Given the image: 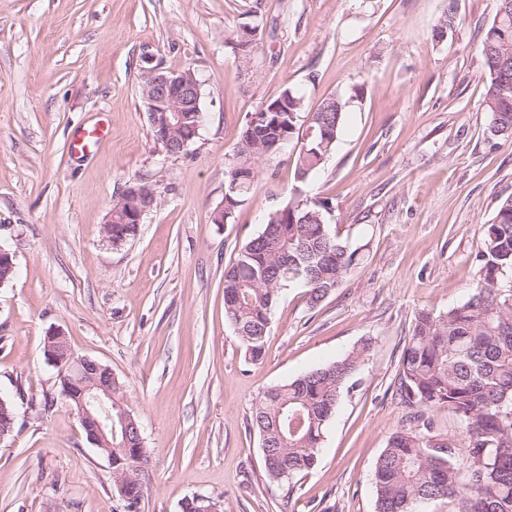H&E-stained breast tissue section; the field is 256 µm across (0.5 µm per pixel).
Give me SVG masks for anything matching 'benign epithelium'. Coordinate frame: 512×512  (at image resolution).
Instances as JSON below:
<instances>
[{
	"label": "benign epithelium",
	"instance_id": "benign-epithelium-1",
	"mask_svg": "<svg viewBox=\"0 0 512 512\" xmlns=\"http://www.w3.org/2000/svg\"><path fill=\"white\" fill-rule=\"evenodd\" d=\"M147 85L141 98L151 122L159 130L157 144L168 155L183 152L202 126V112L195 97L199 82L190 69L167 71L160 65L145 70ZM155 194L139 186H127L119 197L116 210L109 211L104 233L112 242V215L121 213L120 223L141 224L154 209ZM47 359L60 368L63 393L77 411L88 440L104 455L112 457L114 440L123 437L142 439L141 430L134 417L123 406L114 403L112 369L88 358H76L70 351L65 335L55 330L45 342ZM14 408L0 397V442L13 433Z\"/></svg>",
	"mask_w": 512,
	"mask_h": 512
}]
</instances>
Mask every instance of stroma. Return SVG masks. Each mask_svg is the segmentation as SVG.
Returning a JSON list of instances; mask_svg holds the SVG:
<instances>
[{"label": "stroma", "instance_id": "obj_1", "mask_svg": "<svg viewBox=\"0 0 512 512\" xmlns=\"http://www.w3.org/2000/svg\"><path fill=\"white\" fill-rule=\"evenodd\" d=\"M456 24L433 29L447 9ZM497 0H0V512H124L108 459L87 439L45 353L111 368L147 462L138 512H182L196 494L224 512H376L373 479L413 409L397 393L420 311L466 301L483 227L512 194V138L495 135L480 54ZM246 26V51L232 40ZM190 68L205 121L186 154L153 139L139 94L144 56ZM315 110L348 98L343 131L305 196L362 259L319 306L303 288L275 305L263 362L224 316V270L295 192L301 141L259 161L230 223L228 167L248 117L285 88ZM109 133L82 155L72 138ZM159 204L137 237L103 238L129 182ZM371 339L340 396L316 468L269 481L253 406L268 388Z\"/></svg>", "mask_w": 512, "mask_h": 512}]
</instances>
